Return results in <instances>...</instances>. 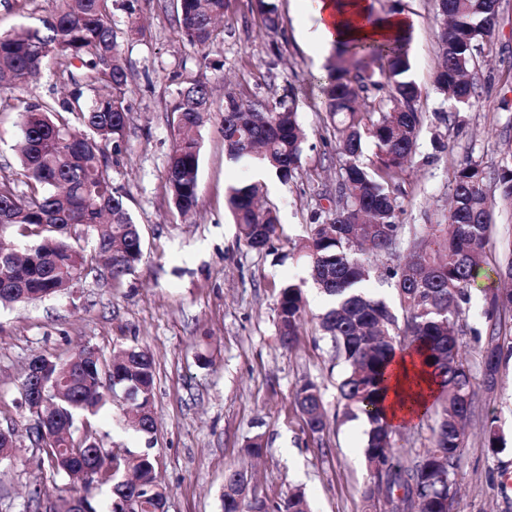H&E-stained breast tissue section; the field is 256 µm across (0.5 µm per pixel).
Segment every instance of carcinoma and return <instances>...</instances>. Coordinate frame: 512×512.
<instances>
[{"label": "carcinoma", "mask_w": 512, "mask_h": 512, "mask_svg": "<svg viewBox=\"0 0 512 512\" xmlns=\"http://www.w3.org/2000/svg\"><path fill=\"white\" fill-rule=\"evenodd\" d=\"M38 25L20 33H0V83L23 88L38 79L44 61L55 59L59 78L75 90L67 97L31 103L20 113L21 164L25 189L0 180V217L17 228L18 253L0 267V305L23 304L53 296L72 286L74 275L87 269L85 248L105 257L112 279L132 272L143 256V236L123 196L108 173L109 147L123 141L128 120L124 87L128 73L120 52L112 9L118 0H54ZM500 0H435L437 14L450 21L441 34V60L436 89L454 107L475 98L471 75L479 64L483 42L497 24ZM227 0H173L174 19L183 39L206 48L215 24L224 18ZM265 24L280 20L275 4L257 0ZM412 28L381 44L356 39L343 43L326 66L320 82L322 103L345 160L336 189V209L312 216L298 251L310 266L313 283L329 299L320 328L345 365L338 386L347 413L368 424L364 448L375 491H403L398 505L419 501L420 512H448L456 472L463 453L460 431L473 404V378L459 356L455 325L468 304V288L479 276L489 242L493 201L484 190L485 172L470 159L460 163L447 223L434 224L423 236L406 241L411 258L391 272L405 325L384 300L363 289L370 262L392 254L396 245L399 179L415 152L422 113L420 90L410 78ZM213 106L210 83L195 80L182 87L172 112L178 116L175 144L166 165V181L174 207L182 214L197 203L200 128ZM224 144L229 158L258 160L286 183L298 169L306 133L298 119L296 93L275 103L224 94ZM374 152L361 161L366 142ZM499 200L512 205V150L501 161ZM228 205L239 239L257 251L271 252L279 239L277 213L260 202L255 183L234 185ZM69 224L84 225L75 235ZM500 277L507 285L492 294L494 309L512 308V257ZM305 315L302 289L281 288L277 333L290 348ZM419 351L422 365L439 381L444 398L437 410L432 447L400 462L392 431L380 401L389 363L400 347ZM498 333L486 337L484 378L498 375L503 349ZM45 380L48 416L26 425L29 439L44 445L46 464L57 473L84 477L81 490L45 512H99L93 484L112 488L110 510L124 512L135 497L134 512H165L166 489L158 482L147 453L104 447L86 423L79 438L76 418L88 417L110 400L122 402L125 418L138 433L155 431L154 367L151 356L129 346L113 356L108 371L94 352L58 361L38 356ZM307 428L320 433L326 414L319 388L303 383L295 393ZM254 512H307L304 495L295 492L282 503L259 498Z\"/></svg>", "instance_id": "carcinoma-1"}]
</instances>
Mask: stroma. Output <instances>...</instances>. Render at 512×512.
Wrapping results in <instances>:
<instances>
[{"instance_id":"obj_1","label":"stroma","mask_w":512,"mask_h":512,"mask_svg":"<svg viewBox=\"0 0 512 512\" xmlns=\"http://www.w3.org/2000/svg\"><path fill=\"white\" fill-rule=\"evenodd\" d=\"M282 24L266 28L255 0H228L223 25L207 52L184 42L172 0H124L112 22L123 37L128 69L129 123L120 147L110 151L112 185L125 197L141 228L144 255L135 270L112 280L102 262L56 296L23 306L0 307V429L17 431L13 459L0 463V512H30L32 498L56 502L75 487L66 475L42 466L43 452L24 431L32 415L20 385L33 356L65 360L83 349L103 362L126 346L154 362L152 440L136 434L118 403L103 407L91 423L106 448L149 452L168 491L167 512H223L227 474L246 470L258 496L271 502L304 491L311 512H388L369 509L370 483L364 447L367 423L346 415L338 384L344 374L318 317L325 298L309 282L308 265L295 248L315 211L336 202L341 159L326 122L314 77L332 55L305 36L314 23L316 0H274ZM376 12L400 10L413 23L411 76L421 90L425 122L418 146L399 185L402 238L446 223L458 165L465 158L486 173L488 197L498 195L495 174L512 147V0H500L498 22L474 71L471 107L454 111L436 90L441 19L433 0H372ZM51 0H0V33L34 25ZM211 65L203 67L201 55ZM47 61L41 78L24 90L0 89V180L22 182L18 118L48 91L69 95L72 85ZM213 112L200 131L198 206L190 217L174 208L165 169L174 143L172 106L191 80L213 81ZM296 89L306 130L300 166L281 182L250 161L229 160L222 133L225 92L273 101ZM259 183L275 208L280 237L274 253L248 249L226 206L229 187ZM512 250V209L494 206L481 273L459 334L460 353L473 375L472 414L463 436L454 512H512V496L500 479L512 473V353L500 365L497 383H483L481 350L487 298L498 286L496 269ZM302 284L307 314L292 348H283L276 328L281 287ZM320 389L327 426L307 428L294 393L305 381ZM501 440L489 447L488 426ZM261 437L260 457L244 451Z\"/></svg>"}]
</instances>
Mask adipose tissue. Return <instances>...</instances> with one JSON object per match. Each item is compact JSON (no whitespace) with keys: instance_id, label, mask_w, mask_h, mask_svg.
<instances>
[{"instance_id":"adipose-tissue-1","label":"adipose tissue","mask_w":512,"mask_h":512,"mask_svg":"<svg viewBox=\"0 0 512 512\" xmlns=\"http://www.w3.org/2000/svg\"><path fill=\"white\" fill-rule=\"evenodd\" d=\"M317 4L318 23L312 37L328 46L350 33L379 40L406 24L400 14H386L368 23L371 0H317ZM436 392L416 354H396L389 368L385 403L388 422L395 427L407 424L425 411Z\"/></svg>"}]
</instances>
